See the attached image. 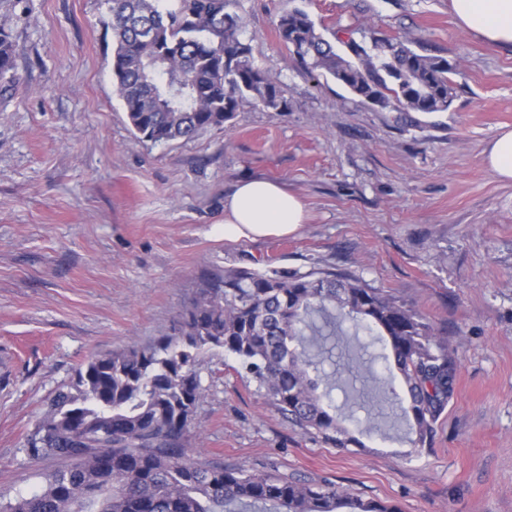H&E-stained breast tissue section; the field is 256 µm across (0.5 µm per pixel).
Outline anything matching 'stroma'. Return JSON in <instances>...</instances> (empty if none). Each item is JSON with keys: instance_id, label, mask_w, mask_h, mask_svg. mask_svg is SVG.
Masks as SVG:
<instances>
[{"instance_id": "stroma-1", "label": "stroma", "mask_w": 512, "mask_h": 512, "mask_svg": "<svg viewBox=\"0 0 512 512\" xmlns=\"http://www.w3.org/2000/svg\"><path fill=\"white\" fill-rule=\"evenodd\" d=\"M306 10L330 42L373 31L455 64L445 112L382 110L309 72L278 36ZM241 38L288 101L243 99L189 140L135 135L112 77L105 0H0L16 49L0 86V501L53 461L23 447L55 390L95 356L171 335L207 274L228 267L350 273L421 312L456 352L430 448L407 427L336 448L291 423L222 349L187 453L330 482L400 512H512V181L484 152L512 129V47L463 30L449 0H234ZM307 206L286 236L228 241L243 178Z\"/></svg>"}]
</instances>
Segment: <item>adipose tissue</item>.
Listing matches in <instances>:
<instances>
[{"instance_id":"adipose-tissue-1","label":"adipose tissue","mask_w":512,"mask_h":512,"mask_svg":"<svg viewBox=\"0 0 512 512\" xmlns=\"http://www.w3.org/2000/svg\"><path fill=\"white\" fill-rule=\"evenodd\" d=\"M465 30L493 46H512V0H450ZM308 213L297 195L265 179L240 181L224 201V237L255 240L293 232Z\"/></svg>"}]
</instances>
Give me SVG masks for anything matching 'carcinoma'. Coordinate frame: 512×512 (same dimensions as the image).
Here are the masks:
<instances>
[{"mask_svg":"<svg viewBox=\"0 0 512 512\" xmlns=\"http://www.w3.org/2000/svg\"><path fill=\"white\" fill-rule=\"evenodd\" d=\"M112 75L134 132L156 143L186 140L231 120L240 102L288 108L278 84L240 39L230 0H107ZM280 39L302 64L324 71L364 102L398 112H445L455 67L419 53L415 41L362 34L344 41L349 57L299 8L280 15ZM15 48L0 26V80ZM374 334L396 370L408 406L363 386L360 407L376 427L408 425L414 451L430 445L454 392L448 344L415 309L361 278L322 269L305 273L228 268L204 276L175 333L89 360L56 390L23 448L65 466L0 512H399L336 488L187 456L192 417L204 396L202 354L221 348L257 391L302 430L337 448L362 445L336 414L327 375L306 346L336 335V319Z\"/></svg>","mask_w":512,"mask_h":512,"instance_id":"1","label":"carcinoma"}]
</instances>
